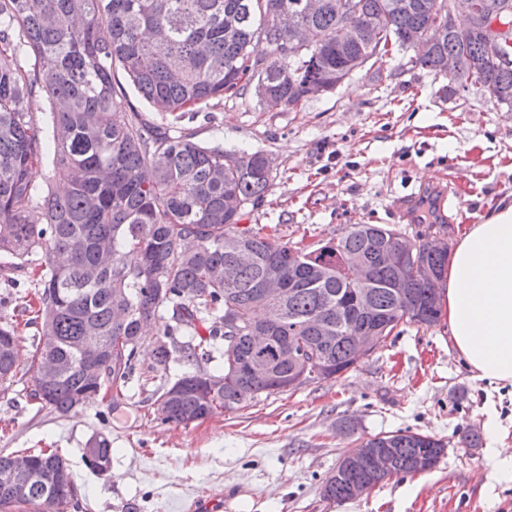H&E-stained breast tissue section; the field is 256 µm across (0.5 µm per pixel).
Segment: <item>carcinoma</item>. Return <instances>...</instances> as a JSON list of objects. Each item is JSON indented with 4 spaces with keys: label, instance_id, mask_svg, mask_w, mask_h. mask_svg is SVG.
Segmentation results:
<instances>
[{
    "label": "carcinoma",
    "instance_id": "obj_1",
    "mask_svg": "<svg viewBox=\"0 0 512 512\" xmlns=\"http://www.w3.org/2000/svg\"><path fill=\"white\" fill-rule=\"evenodd\" d=\"M299 2L0 0V257H45L34 271L35 319L54 313L56 345L50 353L36 345L27 369L33 381L44 372L53 381L42 398L31 390L41 407L66 415L91 394L116 401L131 383L147 322L162 336L190 337L183 358L195 368L178 378L183 389L168 400L165 418L188 425L242 404L231 389L198 393L202 372L218 378L239 372L252 400L279 392L276 377L289 372L284 364L272 358L269 369H250L252 329L266 321L280 322V335L329 364L326 371L315 365L309 383L355 365L353 336L367 325L352 305L356 294L370 298L387 325L381 345L403 322L438 321L432 283L411 271L400 278L386 256L396 243L393 231L353 224L309 251L282 241L275 226L265 233L242 227L241 213L225 210L224 197L246 205L264 197L273 175L264 171L263 153L176 135L149 123L127 99L126 84L166 116L263 85L294 106L319 86L335 90L338 76L406 51L400 37L435 29V0H356L383 27H361L356 41L342 45L347 17L340 0H321L312 15L302 14ZM283 15L290 28L309 27L313 41L270 62ZM450 54L460 65L448 74L442 64ZM409 63L446 78L448 96L487 94L512 107V68L490 59L483 28L471 20ZM38 90L49 103L40 127L26 108ZM228 155L240 162L225 165ZM45 162L66 185L63 193L35 184V169ZM275 259L285 293L271 308L261 289ZM357 259L371 267L362 288L351 287L345 275ZM88 329L105 349L94 371L80 351ZM18 350L14 327L1 325L0 384L16 376ZM217 354L220 364L205 369ZM361 447L395 449L392 474L405 475L416 472L423 452L439 462L435 449L445 444L397 430ZM29 456L28 477L7 484L0 478V512H35L38 498L50 493L69 507L76 486L46 477L50 463L63 457L43 449ZM363 476L336 467L324 481V497L350 499L349 484Z\"/></svg>",
    "mask_w": 512,
    "mask_h": 512
}]
</instances>
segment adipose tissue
<instances>
[{
  "instance_id": "obj_1",
  "label": "adipose tissue",
  "mask_w": 512,
  "mask_h": 512,
  "mask_svg": "<svg viewBox=\"0 0 512 512\" xmlns=\"http://www.w3.org/2000/svg\"><path fill=\"white\" fill-rule=\"evenodd\" d=\"M446 309L453 345L473 375L512 384V204L481 217L459 239Z\"/></svg>"
}]
</instances>
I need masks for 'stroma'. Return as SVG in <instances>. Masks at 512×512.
I'll return each mask as SVG.
<instances>
[{"mask_svg":"<svg viewBox=\"0 0 512 512\" xmlns=\"http://www.w3.org/2000/svg\"><path fill=\"white\" fill-rule=\"evenodd\" d=\"M444 80L389 59L383 74L361 68L334 91L297 105H260L254 92L228 94L180 117L161 116L136 91L127 98L154 123L202 143L262 151L276 160L261 201L246 205L247 227L278 226L283 241L317 248L353 224H382L414 238L426 223L395 208L403 196L455 191L447 214L456 243L498 203L512 202V109L489 97L444 96ZM31 265L0 263V324L20 339L19 372L0 387V453L55 448L79 488L68 512H185L202 494L241 492L236 512H512V386L475 378L450 342L446 318L400 324L384 347L334 379L258 396L189 425L157 419L151 388L131 384L114 409L100 400L62 416L30 399L28 360L40 336L26 306ZM157 336L135 357L140 378L173 383L188 365L184 337L169 336L168 369L157 365ZM411 430L446 443L423 473L384 480L336 503L322 484L341 458L378 433ZM474 433V446L460 437ZM112 442V469L86 463L94 436Z\"/></svg>","mask_w":512,"mask_h":512,"instance_id":"obj_1","label":"stroma"}]
</instances>
